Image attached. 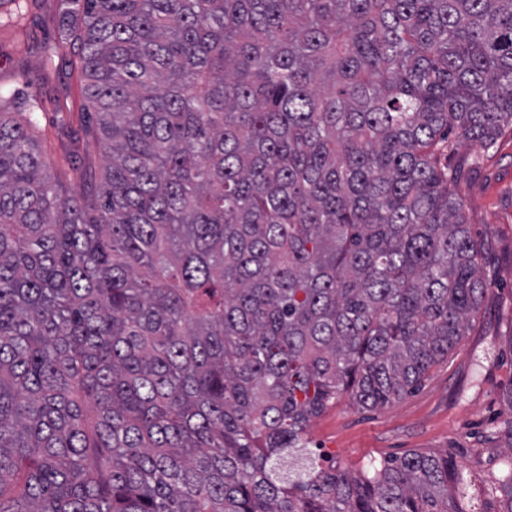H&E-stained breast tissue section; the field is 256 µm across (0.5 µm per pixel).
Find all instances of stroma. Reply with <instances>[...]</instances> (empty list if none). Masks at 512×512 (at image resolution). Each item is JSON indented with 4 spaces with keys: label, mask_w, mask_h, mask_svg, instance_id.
Wrapping results in <instances>:
<instances>
[{
    "label": "stroma",
    "mask_w": 512,
    "mask_h": 512,
    "mask_svg": "<svg viewBox=\"0 0 512 512\" xmlns=\"http://www.w3.org/2000/svg\"><path fill=\"white\" fill-rule=\"evenodd\" d=\"M75 9L74 0L0 5V98L30 117L54 181L77 196L100 170L95 113L77 65L48 58ZM444 162L481 247L488 285L481 308L460 344L415 390L376 409L341 398L310 422L306 440L315 463L351 472L413 451L449 454L481 512H497L491 488L512 459L504 430L512 417V129L487 151L450 136Z\"/></svg>",
    "instance_id": "obj_1"
}]
</instances>
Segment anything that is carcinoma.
Segmentation results:
<instances>
[{"label": "carcinoma", "instance_id": "obj_1", "mask_svg": "<svg viewBox=\"0 0 512 512\" xmlns=\"http://www.w3.org/2000/svg\"><path fill=\"white\" fill-rule=\"evenodd\" d=\"M76 40L94 212L0 99V512H465L442 455L268 463L479 312L441 157L512 128V0H83Z\"/></svg>", "mask_w": 512, "mask_h": 512}]
</instances>
